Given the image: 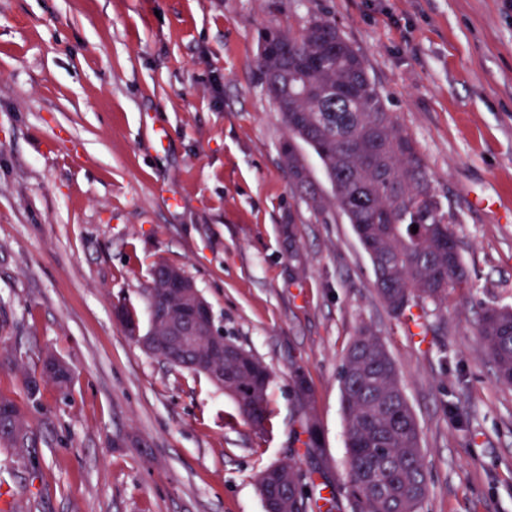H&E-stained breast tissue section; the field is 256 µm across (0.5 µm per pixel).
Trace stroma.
<instances>
[{
	"label": "stroma",
	"instance_id": "obj_1",
	"mask_svg": "<svg viewBox=\"0 0 512 512\" xmlns=\"http://www.w3.org/2000/svg\"><path fill=\"white\" fill-rule=\"evenodd\" d=\"M322 15L416 141L461 246L469 286L417 335L342 211L316 212L282 159L259 34ZM159 262L271 369L265 429L115 320L121 302L149 329ZM493 304L512 305V0H0V395L37 435L27 466L0 450L15 512H263L257 477L288 461L350 512L339 371L365 327L419 425L422 512H512V388L476 334ZM47 352L74 376L34 404Z\"/></svg>",
	"mask_w": 512,
	"mask_h": 512
}]
</instances>
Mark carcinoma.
Here are the masks:
<instances>
[{"mask_svg": "<svg viewBox=\"0 0 512 512\" xmlns=\"http://www.w3.org/2000/svg\"><path fill=\"white\" fill-rule=\"evenodd\" d=\"M343 43L327 64L294 76V51L316 58L324 37ZM256 66L288 128L289 172L307 169L297 143L318 157L340 209L368 254L374 288L400 315L414 307L440 308L464 286L459 241L431 185L426 164L410 135L397 124L365 62L328 17L299 32L266 28ZM418 227L412 232V227ZM476 333L499 384L512 387V306H488ZM340 390L347 422L346 492L350 512H422L427 474L418 424L400 386L398 369L381 337L367 328L350 343L341 366ZM224 391L241 414L262 429L267 422L268 375H249L247 365L225 368ZM21 407L0 395V448L25 461L34 434L9 429ZM281 493L312 508L303 475L280 464Z\"/></svg>", "mask_w": 512, "mask_h": 512, "instance_id": "1", "label": "carcinoma"}]
</instances>
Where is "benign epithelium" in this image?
I'll return each instance as SVG.
<instances>
[{
	"label": "benign epithelium",
	"mask_w": 512,
	"mask_h": 512,
	"mask_svg": "<svg viewBox=\"0 0 512 512\" xmlns=\"http://www.w3.org/2000/svg\"><path fill=\"white\" fill-rule=\"evenodd\" d=\"M153 322L141 333L138 321L117 307L123 330L151 354L172 363L187 360L219 389H224V364L235 359L230 342L218 330L213 314L195 282L179 267L161 264L151 280Z\"/></svg>",
	"instance_id": "benign-epithelium-1"
}]
</instances>
